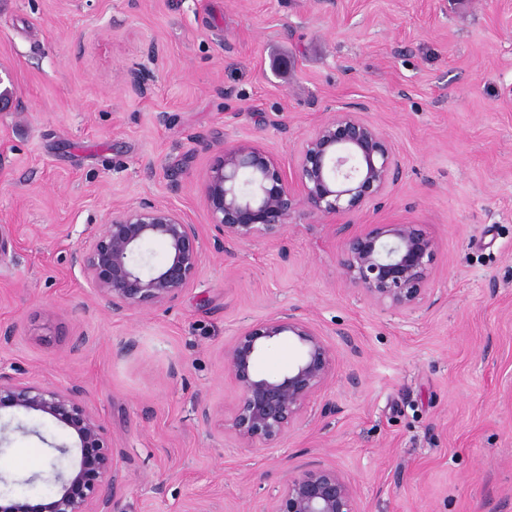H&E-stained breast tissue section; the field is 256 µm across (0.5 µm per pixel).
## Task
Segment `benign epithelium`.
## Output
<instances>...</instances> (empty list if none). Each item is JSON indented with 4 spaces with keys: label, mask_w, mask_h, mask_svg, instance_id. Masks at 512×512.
<instances>
[{
    "label": "benign epithelium",
    "mask_w": 512,
    "mask_h": 512,
    "mask_svg": "<svg viewBox=\"0 0 512 512\" xmlns=\"http://www.w3.org/2000/svg\"><path fill=\"white\" fill-rule=\"evenodd\" d=\"M401 162L391 142L363 107L344 104L318 123L300 145L287 174L274 154L241 138L224 146L204 179L216 250L256 239L281 240L299 206L334 225L341 237L346 283L374 303L412 313L429 298L437 243L421 224H366L352 230L350 217L380 204L395 185ZM166 246L159 270L146 268L141 249ZM203 243L196 225L171 206L143 199L112 210L107 224L82 249L79 264L99 300L114 312L146 310L176 301L195 281ZM286 336L297 348L280 372L262 375L256 362ZM225 369L237 396L224 429L246 444L278 445L300 425L316 394L336 368L335 349L294 309L243 328L224 350ZM80 389L16 380L0 373V411L49 416L75 438L79 458L67 472L52 465L47 501L24 500L0 512H112L114 449L101 419L79 399ZM265 512H359L358 495L336 467L309 466L288 477Z\"/></svg>",
    "instance_id": "obj_1"
}]
</instances>
